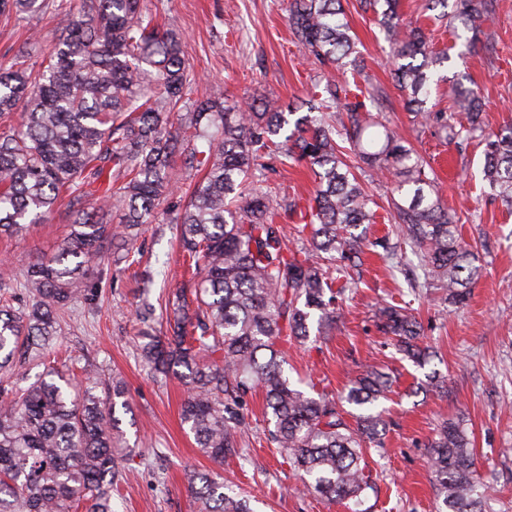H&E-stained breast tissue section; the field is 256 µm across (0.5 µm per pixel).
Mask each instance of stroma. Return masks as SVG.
<instances>
[{"label": "stroma", "instance_id": "35a3bbf8", "mask_svg": "<svg viewBox=\"0 0 512 512\" xmlns=\"http://www.w3.org/2000/svg\"><path fill=\"white\" fill-rule=\"evenodd\" d=\"M427 3L401 0L399 11L424 29L434 51L450 55L442 69L447 81L467 79L479 86L487 128L512 123V0H499L495 23L473 45L455 38L449 18H436ZM343 5L365 74L387 91L391 127L434 168L442 200L456 211L461 237L483 274L457 308L448 305L444 289L425 287L423 263L410 246L401 245L396 265L382 248L365 251L360 283L348 293L339 329L328 339L290 347L286 371L291 381L312 382L333 395L368 364L394 377L383 403L389 421L384 448L367 457L376 488L366 493L364 512H436L429 442L445 419L461 421L467 430L477 472L496 490L497 512H512V211L492 199L480 179L481 145L457 147L407 110L373 11L362 10L359 0ZM146 6L180 37L196 76L195 98L220 91L286 103L327 78L296 44L287 22L290 0H146ZM31 28L40 35L33 47L26 43ZM61 35L48 12L28 19L0 15V65L24 50L41 60ZM257 177L265 191L286 189L306 197L315 188L308 168L272 158ZM358 178L375 203L376 221L366 225L367 239L396 241L386 187L369 169ZM168 208L161 202L156 222L140 226L130 241L143 255L141 264L126 266L111 253L90 266L88 279L99 285L98 302L92 307L74 302L60 321L55 345L57 361L68 362L76 376L88 367L97 371L98 394H105L112 379L124 383L130 408L116 415L129 452L112 491L115 512H195L188 474L214 469L251 498L255 512H349L344 504L301 491L296 471L268 439L261 396L248 401L253 416L244 457L218 466L199 451L181 422L183 382L154 377L143 367L136 310L147 301L157 317L172 315L170 299L185 270ZM69 231L65 207L57 205L49 220L31 227L24 238H0V267L19 276L25 262L52 253ZM402 300L410 302L424 343L436 351L421 368L402 358L372 321L377 304Z\"/></svg>", "mask_w": 512, "mask_h": 512}]
</instances>
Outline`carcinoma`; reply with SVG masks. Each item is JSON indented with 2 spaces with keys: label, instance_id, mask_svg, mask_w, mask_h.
I'll use <instances>...</instances> for the list:
<instances>
[{
  "label": "carcinoma",
  "instance_id": "obj_1",
  "mask_svg": "<svg viewBox=\"0 0 512 512\" xmlns=\"http://www.w3.org/2000/svg\"><path fill=\"white\" fill-rule=\"evenodd\" d=\"M451 9L464 33L493 21L497 0H429ZM379 17L396 59L394 74L414 117L439 126L452 141L484 143L482 181L512 209V124L487 132L481 100L458 81L449 97L460 114L452 122L427 107L431 86L443 81L446 55L433 52L423 31L403 22L398 0H363ZM52 11L63 35L49 59L27 55L0 67V235L19 238L51 214L62 193L72 229L57 252L28 262L16 287L23 296L0 305V369L24 367L50 353L59 317L78 298L96 304L83 288L86 271L116 238L155 220L161 197L173 194L181 173H196L190 198L169 223L177 225L193 282L175 293L174 317L157 336L154 310L139 311L141 358L155 375L181 377L188 387L182 418L198 448L222 464L241 453L250 426L247 399L264 394L272 441L303 472L302 486L329 501L362 502L375 479L367 446L383 447L386 424L377 410L391 388L389 374L371 368L340 396H310L291 386L284 365L288 346L337 327L347 288L333 289L357 266L367 246L388 250L357 232L375 215L336 138L359 160L394 180L391 211L399 234L423 256L428 274L462 305L481 268L460 241L455 211L444 206L427 163L383 120L385 92L378 85L352 93L332 80L306 90L298 108L277 100L245 104L224 94L192 98L194 76L180 39L154 23L144 0H93L84 14L71 0H0V13L18 17ZM343 0H292L289 26L304 53L337 71L353 65L358 50L344 18ZM336 105L347 122L336 128L323 111ZM182 157V168L175 158ZM310 167L314 196L264 192L250 179L264 158ZM124 211L114 230L101 213ZM294 225L296 247L286 226ZM374 322L399 351L424 365L435 352L418 345L420 326L404 307L382 304ZM25 385L0 384V512H112L124 443L116 404L125 390L112 380V402L96 393L88 375L73 385L51 367ZM438 512H491L489 483L481 481L463 425L444 421L431 441ZM198 512H254L248 497L214 471L190 475Z\"/></svg>",
  "mask_w": 512,
  "mask_h": 512
}]
</instances>
